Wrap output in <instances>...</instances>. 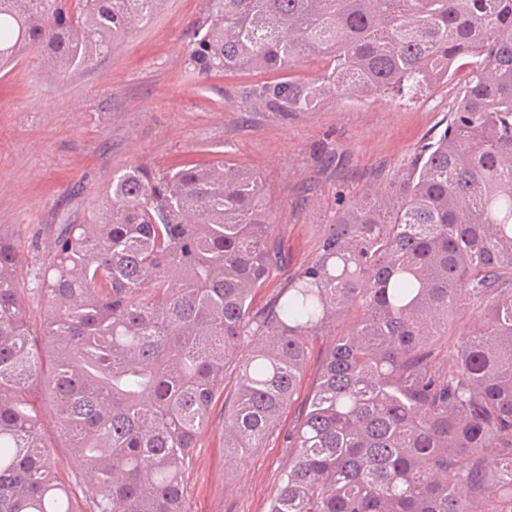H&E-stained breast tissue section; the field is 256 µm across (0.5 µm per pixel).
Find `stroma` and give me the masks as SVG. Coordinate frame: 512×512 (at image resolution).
<instances>
[{
    "instance_id": "stroma-1",
    "label": "stroma",
    "mask_w": 512,
    "mask_h": 512,
    "mask_svg": "<svg viewBox=\"0 0 512 512\" xmlns=\"http://www.w3.org/2000/svg\"><path fill=\"white\" fill-rule=\"evenodd\" d=\"M205 0H168L147 28L87 68L44 84L23 57L0 76V228L18 253L20 283L48 250L55 224L81 214L114 168L156 170L228 159L259 173L268 215L285 254L283 270L254 298L263 307L315 255L324 225L369 187L387 184L419 148L438 139L464 91V76L390 102L327 100L283 114L249 100L268 81L259 71L204 77L184 63ZM328 336L308 339L309 361L279 436L245 457L224 450V404L216 402L188 472L190 512H268L291 451L283 434L315 383ZM59 476L83 512L79 468L53 412L38 404Z\"/></svg>"
}]
</instances>
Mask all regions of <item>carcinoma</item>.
<instances>
[{
	"mask_svg": "<svg viewBox=\"0 0 512 512\" xmlns=\"http://www.w3.org/2000/svg\"><path fill=\"white\" fill-rule=\"evenodd\" d=\"M164 0H0V71L48 84L150 25ZM326 61L300 83L304 59ZM200 75L261 70L272 112L394 102L467 73L443 133L350 201L265 307L280 270L261 177L235 163L114 172L32 269L35 335L0 229V512H74L31 403L43 387L86 512H188L186 475L224 371V448H262L307 339L336 337L286 441L269 512H512V0H207ZM478 327L439 337L464 309Z\"/></svg>",
	"mask_w": 512,
	"mask_h": 512,
	"instance_id": "cac0c4a2",
	"label": "carcinoma"
}]
</instances>
